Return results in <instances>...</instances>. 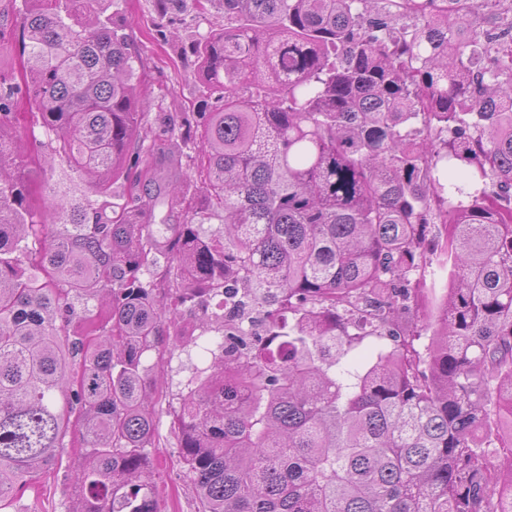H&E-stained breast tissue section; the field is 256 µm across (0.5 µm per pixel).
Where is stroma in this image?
<instances>
[{
	"label": "stroma",
	"instance_id": "obj_1",
	"mask_svg": "<svg viewBox=\"0 0 512 512\" xmlns=\"http://www.w3.org/2000/svg\"><path fill=\"white\" fill-rule=\"evenodd\" d=\"M126 7L132 35L144 58V88L151 102L149 127L163 130L166 117L177 112L212 111L216 98L201 83L196 48L206 36L223 29V6L215 5L202 15L188 6L165 11L156 0H127ZM163 143L161 153L152 159L159 176L165 182L194 188L189 167L178 162L188 154V147L171 135L165 136ZM205 360L201 349H178L168 368L165 390L169 404L156 413V439L150 450L158 512H198L195 488L182 474L168 407L178 404L194 367ZM81 463L80 449H69L61 463L14 495L7 512H71L76 501L73 475Z\"/></svg>",
	"mask_w": 512,
	"mask_h": 512
}]
</instances>
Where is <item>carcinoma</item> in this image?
<instances>
[{
    "instance_id": "cac0c4a2",
    "label": "carcinoma",
    "mask_w": 512,
    "mask_h": 512,
    "mask_svg": "<svg viewBox=\"0 0 512 512\" xmlns=\"http://www.w3.org/2000/svg\"><path fill=\"white\" fill-rule=\"evenodd\" d=\"M221 2L218 106L170 118L196 196L151 165L119 0L0 15L26 70L0 69V507L72 447L75 512H157L162 336L198 346L192 315L222 339L171 408L198 512H512V47L484 48L512 0ZM47 159L64 190L35 186ZM444 273L422 355L402 318ZM232 288L271 344L237 340ZM366 337L388 344L347 359Z\"/></svg>"
}]
</instances>
